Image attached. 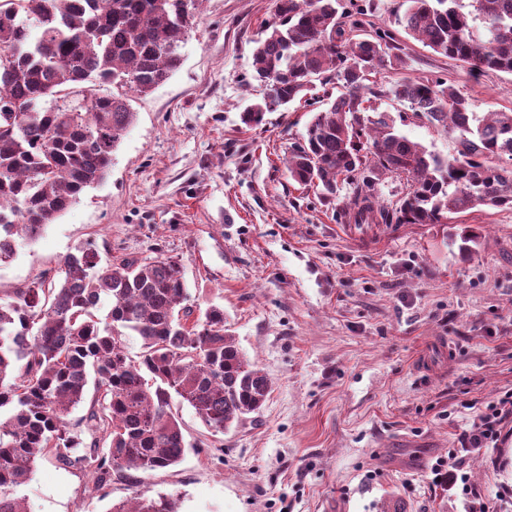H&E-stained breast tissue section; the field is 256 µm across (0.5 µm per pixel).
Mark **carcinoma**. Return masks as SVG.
I'll list each match as a JSON object with an SVG mask.
<instances>
[{"label": "carcinoma", "mask_w": 512, "mask_h": 512, "mask_svg": "<svg viewBox=\"0 0 512 512\" xmlns=\"http://www.w3.org/2000/svg\"><path fill=\"white\" fill-rule=\"evenodd\" d=\"M199 0H0V264L34 243L88 188L102 183L133 125L129 93L148 94L181 66ZM341 0H278V21L253 55L262 96L242 113L259 125L315 82L340 93L313 113L288 150L298 185L343 202L353 224H447L481 208L512 207V110L477 112L439 77L402 76L409 57L389 29L340 10ZM403 0L392 23L471 74L512 75V0ZM480 21L482 30L475 28ZM405 106L393 116L373 100ZM453 135L442 156L397 121ZM382 175L408 191L388 209L371 187ZM181 265L168 258L105 266L90 244L54 273L0 296V512H27L19 489L38 460L112 476L168 468L185 440L172 397L222 433L261 409L271 380L224 328V309L185 305ZM109 305L105 318L97 312ZM141 342L139 359L126 337ZM92 439L69 428L89 385ZM109 512H178L171 494L140 495Z\"/></svg>", "instance_id": "cac0c4a2"}]
</instances>
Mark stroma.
Masks as SVG:
<instances>
[{"instance_id":"1","label":"stroma","mask_w":512,"mask_h":512,"mask_svg":"<svg viewBox=\"0 0 512 512\" xmlns=\"http://www.w3.org/2000/svg\"><path fill=\"white\" fill-rule=\"evenodd\" d=\"M277 0H203L181 67L146 95L106 180L33 245L0 265V295L57 269L80 244L102 260L167 257L188 302L217 305L272 381L258 413L212 434L173 400L187 449L172 468L116 478L36 464L30 512H109L137 493L179 497V512H467L431 467L466 424L512 388V209L457 224H367L291 181L290 145L310 114L297 102L241 114L258 94L253 52ZM416 77L455 84L477 111L512 109V76L470 75L404 38ZM478 235L459 250L461 230ZM487 512H512V434L466 453Z\"/></svg>"}]
</instances>
